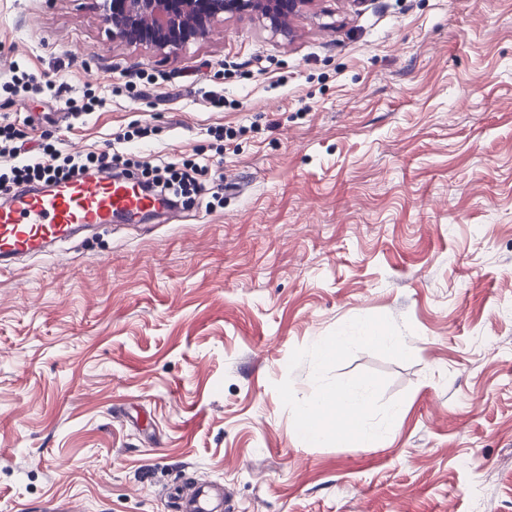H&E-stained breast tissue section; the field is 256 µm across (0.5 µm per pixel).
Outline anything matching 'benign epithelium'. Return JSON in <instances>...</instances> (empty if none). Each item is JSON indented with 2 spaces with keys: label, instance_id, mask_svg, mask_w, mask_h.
I'll use <instances>...</instances> for the list:
<instances>
[{
  "label": "benign epithelium",
  "instance_id": "7a95c632",
  "mask_svg": "<svg viewBox=\"0 0 512 512\" xmlns=\"http://www.w3.org/2000/svg\"><path fill=\"white\" fill-rule=\"evenodd\" d=\"M314 0H102L103 19L112 36L179 48L209 36L224 13H256L272 27L288 28Z\"/></svg>",
  "mask_w": 512,
  "mask_h": 512
}]
</instances>
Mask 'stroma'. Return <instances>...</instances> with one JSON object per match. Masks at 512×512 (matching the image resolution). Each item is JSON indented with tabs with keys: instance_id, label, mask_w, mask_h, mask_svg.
<instances>
[{
	"instance_id": "stroma-1",
	"label": "stroma",
	"mask_w": 512,
	"mask_h": 512,
	"mask_svg": "<svg viewBox=\"0 0 512 512\" xmlns=\"http://www.w3.org/2000/svg\"><path fill=\"white\" fill-rule=\"evenodd\" d=\"M18 68L27 148L191 159L221 200L0 271V512H170L186 477L226 512H512V0H314L164 51L95 0H0V85ZM49 81L107 103L71 118ZM372 315L411 361L333 374L385 376L400 419L310 446L275 385L308 399L292 351Z\"/></svg>"
}]
</instances>
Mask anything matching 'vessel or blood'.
<instances>
[{"label":"vessel or blood","instance_id":"vessel-or-blood-1","mask_svg":"<svg viewBox=\"0 0 512 512\" xmlns=\"http://www.w3.org/2000/svg\"><path fill=\"white\" fill-rule=\"evenodd\" d=\"M167 210L160 197L142 191L137 178L105 172L10 194L0 205V269L48 255L54 245L85 227L111 223L117 214L147 221ZM173 505L176 512H215L214 489L194 483L175 487Z\"/></svg>","mask_w":512,"mask_h":512}]
</instances>
